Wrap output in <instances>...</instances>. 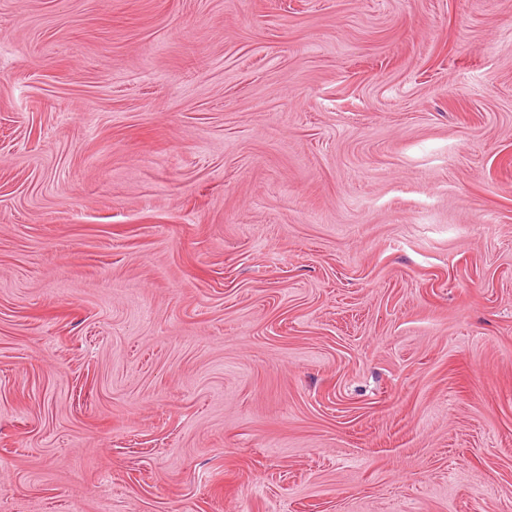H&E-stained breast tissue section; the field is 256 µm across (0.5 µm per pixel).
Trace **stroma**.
<instances>
[{
	"mask_svg": "<svg viewBox=\"0 0 512 512\" xmlns=\"http://www.w3.org/2000/svg\"><path fill=\"white\" fill-rule=\"evenodd\" d=\"M0 512H512V0H0Z\"/></svg>",
	"mask_w": 512,
	"mask_h": 512,
	"instance_id": "obj_1",
	"label": "stroma"
}]
</instances>
